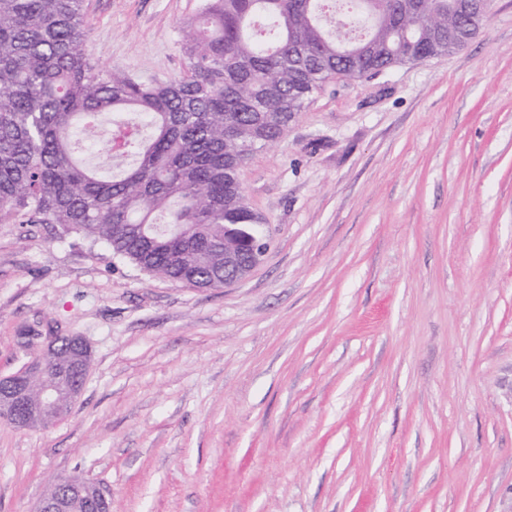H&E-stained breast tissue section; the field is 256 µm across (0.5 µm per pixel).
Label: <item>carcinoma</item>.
Wrapping results in <instances>:
<instances>
[{
    "label": "carcinoma",
    "mask_w": 512,
    "mask_h": 512,
    "mask_svg": "<svg viewBox=\"0 0 512 512\" xmlns=\"http://www.w3.org/2000/svg\"><path fill=\"white\" fill-rule=\"evenodd\" d=\"M205 0L185 72L140 81L85 51L84 0H0V224H54L146 274L224 286V225L262 224L238 170L334 78L464 47L492 0ZM118 168L108 175L91 162Z\"/></svg>",
    "instance_id": "cac0c4a2"
}]
</instances>
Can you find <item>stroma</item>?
I'll return each mask as SVG.
<instances>
[{"label":"stroma","instance_id":"1","mask_svg":"<svg viewBox=\"0 0 512 512\" xmlns=\"http://www.w3.org/2000/svg\"><path fill=\"white\" fill-rule=\"evenodd\" d=\"M201 5L85 0V51L179 76ZM239 181L270 246L221 288L0 224V375L24 328L93 352L63 421H0V512L61 474L112 512H512V0L462 49L328 82Z\"/></svg>","mask_w":512,"mask_h":512}]
</instances>
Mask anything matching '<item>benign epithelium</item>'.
<instances>
[{
    "label": "benign epithelium",
    "instance_id": "benign-epithelium-1",
    "mask_svg": "<svg viewBox=\"0 0 512 512\" xmlns=\"http://www.w3.org/2000/svg\"><path fill=\"white\" fill-rule=\"evenodd\" d=\"M266 237L258 224H238L224 236V284L246 279L261 263ZM92 363L89 342L60 335L40 345L19 371L0 376V420L19 429L43 428L66 418L84 390ZM64 494L44 497L35 512H81L108 501L104 487L83 479H66Z\"/></svg>",
    "mask_w": 512,
    "mask_h": 512
}]
</instances>
